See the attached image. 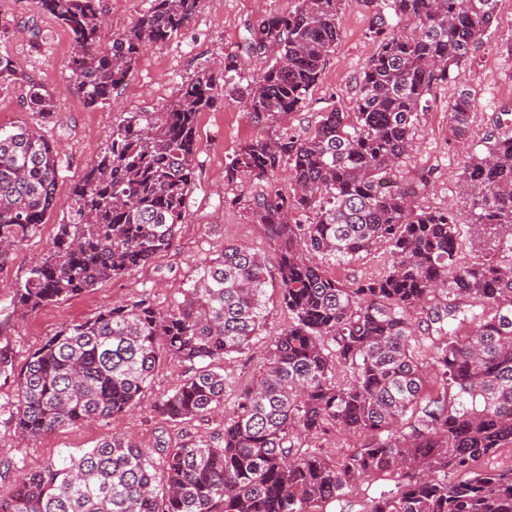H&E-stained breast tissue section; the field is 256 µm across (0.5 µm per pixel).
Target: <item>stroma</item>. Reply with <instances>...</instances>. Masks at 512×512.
<instances>
[{
	"label": "stroma",
	"mask_w": 512,
	"mask_h": 512,
	"mask_svg": "<svg viewBox=\"0 0 512 512\" xmlns=\"http://www.w3.org/2000/svg\"><path fill=\"white\" fill-rule=\"evenodd\" d=\"M150 5L151 0H98L111 37L135 26ZM295 5L296 0H200L184 29L140 56L128 82L114 91L109 101L89 107L71 78V37L67 28L42 14L34 0H0V21L8 22L11 29L9 37L0 41V53L9 54L29 82L44 85L55 94L56 110L42 119L41 131L59 151L54 205L37 234L0 264V352L7 353L15 373L21 372L30 355L64 324L91 319L106 306L144 296L156 310H167L189 286L201 264L218 257L226 244L249 246L265 255L268 262H275V245L265 228L252 223L244 207L225 206V198L249 195L250 187L225 182L224 168L247 139L265 137L284 127L305 131L334 103L350 110L354 79L375 50L366 36L368 11L361 0H344L340 39L327 56L306 107L271 125L254 122L232 97L234 87L254 74V63L245 51L249 29L261 16L285 13ZM510 37L512 0H499L497 19L484 46L459 80L436 90L432 107L419 117L416 148L396 173L400 181L425 179L421 197L424 206H455L459 223L457 252L463 263L478 261L479 255L471 248L475 228L459 188L462 158L466 151L481 150L495 113L512 102V59L497 51L498 43ZM214 62L225 67L218 84L219 101L212 110L200 113L197 120L198 152L186 204L187 218L179 225L171 248L157 254L146 266L129 269L68 300L27 314L16 311L10 304L13 285L25 280L30 268L52 249L60 225L70 219L72 188L102 154L113 127L135 112L162 111L200 67ZM463 91L469 92L475 102L469 141L464 146L448 140V110ZM266 301L268 318L263 331L244 353L224 361L225 376L236 384L247 381L272 339L288 323V314L280 305L277 279H270ZM189 373L188 364L170 357L158 361L137 405L118 425L135 437L140 447H153L160 435L177 443L223 429L224 421L219 417L173 424L157 414L159 401ZM15 392L14 377H0V492L60 455H78L95 447L116 426L109 420H91L41 437L19 438L11 421Z\"/></svg>",
	"instance_id": "35a3bbf8"
}]
</instances>
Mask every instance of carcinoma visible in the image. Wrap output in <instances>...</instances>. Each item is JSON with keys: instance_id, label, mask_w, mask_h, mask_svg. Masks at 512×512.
<instances>
[{"instance_id": "1", "label": "carcinoma", "mask_w": 512, "mask_h": 512, "mask_svg": "<svg viewBox=\"0 0 512 512\" xmlns=\"http://www.w3.org/2000/svg\"><path fill=\"white\" fill-rule=\"evenodd\" d=\"M342 2L298 0L257 22L247 50L265 65L235 88L256 122L306 107L339 40ZM362 2L377 51L355 81L352 111L336 105L304 134L246 140L225 168L227 182L255 187L247 209L276 242L289 323L237 391L224 432L147 451L115 431L24 475L0 493V512H323L329 503L346 512L354 488L381 475L394 487L359 512H512V465H491L512 448V133H490L463 163L476 262H458L454 206H420L421 181L382 185L414 149L435 90L483 45L498 0ZM198 3L152 0L103 50L97 0H36L71 33L70 69L89 107L112 97L148 46L185 28ZM11 83L28 84L33 120L55 111L52 93L0 53V85ZM217 86L202 68L165 111L112 129L72 189L53 250L13 287L14 308L66 300L172 246L193 185L197 117L216 106ZM473 109L463 91L448 111L459 143ZM284 161L287 190L274 181ZM57 180L56 151L36 124L0 125L1 263L43 224ZM377 244L390 263L374 279L346 282L325 268ZM267 272L260 253L227 245L165 313L141 297L63 326L16 380L15 431L40 437L118 419L162 354L200 367L157 404L161 417L189 423L223 410L231 382L213 365L265 326ZM330 428L362 442L336 457L304 447Z\"/></svg>"}]
</instances>
